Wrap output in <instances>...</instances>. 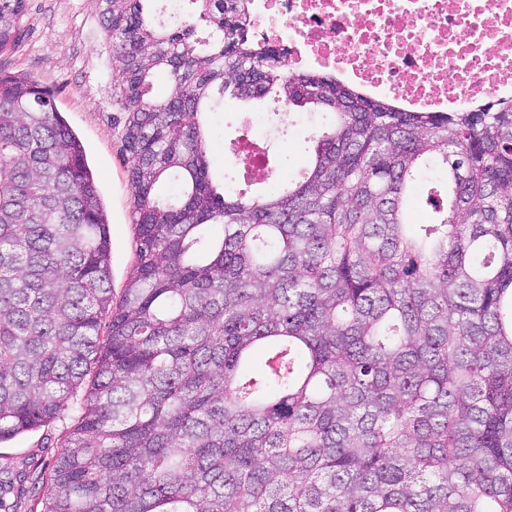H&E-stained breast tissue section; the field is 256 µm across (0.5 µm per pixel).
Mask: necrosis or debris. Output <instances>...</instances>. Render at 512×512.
Returning <instances> with one entry per match:
<instances>
[{
  "instance_id": "obj_1",
  "label": "necrosis or debris",
  "mask_w": 512,
  "mask_h": 512,
  "mask_svg": "<svg viewBox=\"0 0 512 512\" xmlns=\"http://www.w3.org/2000/svg\"><path fill=\"white\" fill-rule=\"evenodd\" d=\"M288 70L329 71L404 110L512 100V0H250Z\"/></svg>"
}]
</instances>
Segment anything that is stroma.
Masks as SVG:
<instances>
[{
  "label": "stroma",
  "instance_id": "stroma-1",
  "mask_svg": "<svg viewBox=\"0 0 512 512\" xmlns=\"http://www.w3.org/2000/svg\"><path fill=\"white\" fill-rule=\"evenodd\" d=\"M22 26L23 40L0 50V72H25L52 89L58 112L83 144L110 224L112 292L121 295L135 262L133 195L119 132L112 125V59L100 30L97 0H27ZM272 105L269 95L249 102L221 97L212 111L203 113L216 182L243 187L244 168L226 156L225 148L242 134L243 113ZM321 123L320 114L301 110L273 129L267 141L288 162L260 183V190L303 170L311 157L310 138ZM75 418L69 410L37 431L0 443V475L14 480L0 501V512L36 507L57 447Z\"/></svg>",
  "mask_w": 512,
  "mask_h": 512
}]
</instances>
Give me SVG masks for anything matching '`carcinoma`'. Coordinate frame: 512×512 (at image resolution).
<instances>
[{
    "label": "carcinoma",
    "instance_id": "1",
    "mask_svg": "<svg viewBox=\"0 0 512 512\" xmlns=\"http://www.w3.org/2000/svg\"><path fill=\"white\" fill-rule=\"evenodd\" d=\"M98 2L135 225L115 305L84 150L0 72V443L93 373L33 512H512V103L403 112L290 76L247 0H203L205 38ZM25 10L0 0V50ZM216 91L325 112L297 181L218 190Z\"/></svg>",
    "mask_w": 512,
    "mask_h": 512
}]
</instances>
